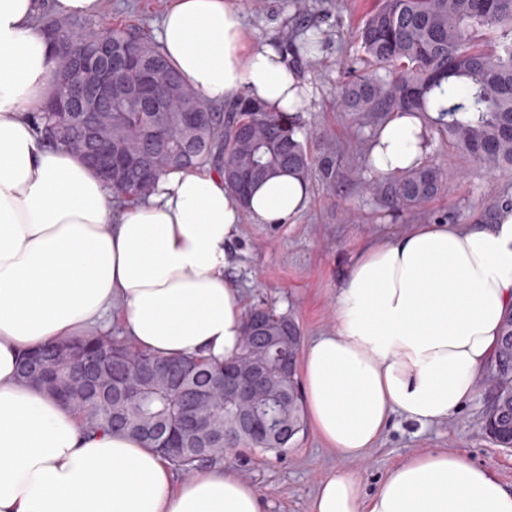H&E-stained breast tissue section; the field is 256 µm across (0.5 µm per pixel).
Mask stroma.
I'll list each match as a JSON object with an SVG mask.
<instances>
[{
    "label": "stroma",
    "mask_w": 512,
    "mask_h": 512,
    "mask_svg": "<svg viewBox=\"0 0 512 512\" xmlns=\"http://www.w3.org/2000/svg\"><path fill=\"white\" fill-rule=\"evenodd\" d=\"M172 0H107L104 18L118 27L156 36ZM251 39L281 45L283 38L303 42L316 36V53L289 60L310 93L296 116L317 168L331 178L310 182L306 209L295 223L271 228L244 221L230 277L243 294L245 308L261 306L291 315L303 339L336 326V290L359 248L377 237H395L413 225L452 219L474 222L487 204L512 200V171L488 175L466 162L446 135L428 132L426 161L450 168L448 188L413 211L397 212L372 191L375 175L367 155L371 129L359 127L344 112L339 93L351 69L361 68L364 53L355 33L377 8V0H239ZM488 407L477 397L460 413L430 427L394 416L381 438L360 461L328 449L312 427H305L281 455L239 449L226 455L224 468L254 484L263 512H309L316 486L330 469L357 473L373 487L395 464L429 448H450L491 469L512 487V448L495 445L482 431Z\"/></svg>",
    "instance_id": "1"
}]
</instances>
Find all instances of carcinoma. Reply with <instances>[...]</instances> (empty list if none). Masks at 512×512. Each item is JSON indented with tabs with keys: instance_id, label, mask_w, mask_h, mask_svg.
<instances>
[{
	"instance_id": "cac0c4a2",
	"label": "carcinoma",
	"mask_w": 512,
	"mask_h": 512,
	"mask_svg": "<svg viewBox=\"0 0 512 512\" xmlns=\"http://www.w3.org/2000/svg\"><path fill=\"white\" fill-rule=\"evenodd\" d=\"M44 29L51 41L67 42L75 59L98 44L114 51L134 47L155 85L176 82L173 95L161 104L142 105L124 94L131 74L111 71L112 144L132 158L113 169L116 196L146 198L164 173L210 162L222 165L224 183L243 201L252 186L280 174L312 178L313 161L296 136L294 117L270 112L246 96L219 110L183 79L146 34L96 19L49 22ZM498 30L497 43H475L476 33ZM356 37L369 70L354 74L340 91L355 122L377 127L389 113H417L448 134L452 147L481 170L512 171V0H379ZM65 77L55 65L53 92L33 117L37 132L63 147L55 114L67 96ZM187 108L203 111L206 121L182 125L179 116ZM157 123L167 128L170 160H158L147 179L139 164L155 151L149 130ZM447 182L441 166L420 164L382 177L377 190L392 207L414 210ZM249 318L254 328L244 332L233 362L246 367L262 361L267 367L268 393L258 399L269 431L264 438L240 428L241 409L224 398V372L203 359L157 357L110 336L90 335L50 342L26 354L19 376L33 382L25 366L34 358L52 365L54 374L38 381L44 390L81 413L91 428L127 432L185 474L223 460L240 446L279 453L305 423L298 382L301 331L289 315L261 307L251 309ZM91 359L105 361L101 386L92 391L68 378ZM482 383L491 393L482 429L496 445L512 448V309L503 318L497 353Z\"/></svg>"
}]
</instances>
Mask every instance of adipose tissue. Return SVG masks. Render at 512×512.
Masks as SVG:
<instances>
[{"instance_id":"adipose-tissue-1","label":"adipose tissue","mask_w":512,"mask_h":512,"mask_svg":"<svg viewBox=\"0 0 512 512\" xmlns=\"http://www.w3.org/2000/svg\"><path fill=\"white\" fill-rule=\"evenodd\" d=\"M38 0H0V512H263L258 489L204 466L177 478L155 449L88 429L22 384L23 355L119 320L130 344L223 365L240 350L244 312L231 284L243 220L294 223L310 186L281 175L248 207L206 164L163 176L155 192L115 205L110 186L35 129L50 91L52 47ZM157 42L212 104L247 96L296 114L307 95L269 43L247 39L233 0H174ZM427 132L394 113L369 150L374 173L421 164ZM512 310V209L494 222L419 224L365 244L336 290V326L300 364L309 420L331 449L363 459L392 415L430 426L479 394L504 313ZM309 512H512V489L454 450L392 466L365 490L336 468Z\"/></svg>"}]
</instances>
